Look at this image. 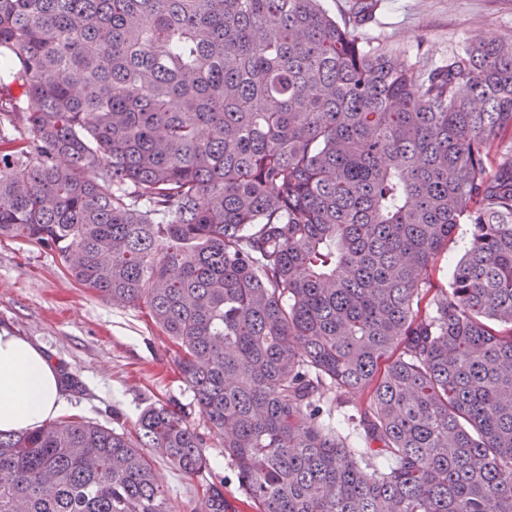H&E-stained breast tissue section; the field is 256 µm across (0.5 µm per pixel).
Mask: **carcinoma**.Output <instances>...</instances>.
Instances as JSON below:
<instances>
[{"instance_id": "1", "label": "carcinoma", "mask_w": 512, "mask_h": 512, "mask_svg": "<svg viewBox=\"0 0 512 512\" xmlns=\"http://www.w3.org/2000/svg\"><path fill=\"white\" fill-rule=\"evenodd\" d=\"M1 59L0 239L148 308L255 512H512V40L423 71L322 0H0ZM204 448L176 401L0 432V512H174L149 451ZM470 241V225L459 224L448 242V249L439 256L430 274V281L434 288H448L451 274L456 262L467 249Z\"/></svg>"}]
</instances>
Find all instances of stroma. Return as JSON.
<instances>
[{
    "label": "stroma",
    "mask_w": 512,
    "mask_h": 512,
    "mask_svg": "<svg viewBox=\"0 0 512 512\" xmlns=\"http://www.w3.org/2000/svg\"><path fill=\"white\" fill-rule=\"evenodd\" d=\"M356 32L365 42L396 48L405 59L431 68L473 36L512 37V0H377ZM469 241V225H457L431 271L433 287H448ZM0 326L43 347L51 361L80 381L81 391L67 393L65 414L132 434L148 405L186 404L185 420L205 439L211 467L188 476L155 458L156 477L176 512H199L203 486L217 481L237 512H254L242 500L222 440L190 406L173 348L146 307L108 303L69 276L53 252L5 239L0 241Z\"/></svg>",
    "instance_id": "1"
}]
</instances>
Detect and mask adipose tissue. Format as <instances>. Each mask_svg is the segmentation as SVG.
<instances>
[{"mask_svg": "<svg viewBox=\"0 0 512 512\" xmlns=\"http://www.w3.org/2000/svg\"><path fill=\"white\" fill-rule=\"evenodd\" d=\"M65 403L60 375L44 349L0 328V432L40 426Z\"/></svg>", "mask_w": 512, "mask_h": 512, "instance_id": "1", "label": "adipose tissue"}]
</instances>
